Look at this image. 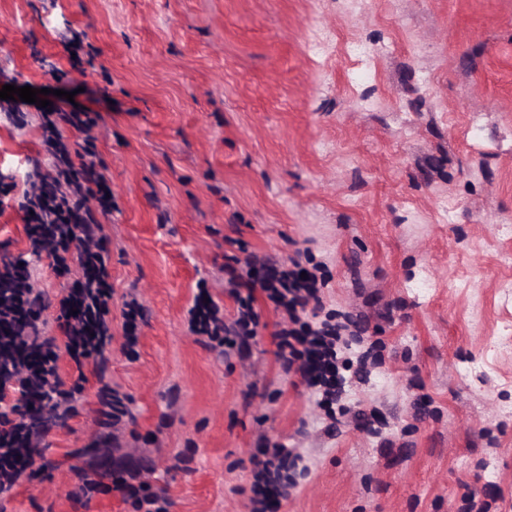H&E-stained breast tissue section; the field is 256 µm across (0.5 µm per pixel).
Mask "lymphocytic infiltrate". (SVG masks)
Returning <instances> with one entry per match:
<instances>
[{
    "label": "lymphocytic infiltrate",
    "mask_w": 512,
    "mask_h": 512,
    "mask_svg": "<svg viewBox=\"0 0 512 512\" xmlns=\"http://www.w3.org/2000/svg\"><path fill=\"white\" fill-rule=\"evenodd\" d=\"M97 122L94 112L57 111L46 116L44 143L55 159L54 169L38 174L23 208L34 252H48L59 269L66 266L64 245L80 248L86 258L79 266L73 288L59 302L65 348L79 372L89 359L106 352L112 343L111 326L106 319L112 298L110 249L97 217L98 212L111 211L112 189L90 135ZM64 125L85 133L81 150L70 151L63 142L60 128ZM226 288L239 305L237 319L225 320L220 304L208 292H200L189 310L191 327L197 335L228 348L246 346L255 336L254 326L259 322L253 293L262 290L288 314L287 326L272 334L277 356L285 366H298L307 383L323 384L326 396L338 394L336 360L348 325L326 323L313 328L300 323L301 313L310 302L319 299L316 274L303 273L296 259L286 266L247 261L231 269ZM39 301L28 276L15 264L0 265V302L11 307L10 315L0 316V342L11 357L24 361L30 377L41 379V387L29 392L28 402L32 405L40 404L45 391L54 392L60 386L53 342L33 344L23 337L25 328L37 324ZM33 438L28 428L21 427L0 440V446L9 450L5 462L0 463V494L11 490L25 475L36 449ZM295 459L292 449L264 442L259 456L252 460L251 512H273L283 494L280 473Z\"/></svg>",
    "instance_id": "1"
}]
</instances>
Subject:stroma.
<instances>
[{
  "mask_svg": "<svg viewBox=\"0 0 512 512\" xmlns=\"http://www.w3.org/2000/svg\"><path fill=\"white\" fill-rule=\"evenodd\" d=\"M355 40L376 48L363 84ZM0 78L100 114L113 289L104 369L0 512H146L77 489L103 381L133 413L112 465L168 512H250L263 439L305 470L277 512H470L468 488L512 512V0H0ZM43 115L0 110V260L55 300L74 277L32 252L21 210ZM230 256L320 265L319 319L359 326L346 415L286 371L265 296L246 352L197 341L199 289L237 312Z\"/></svg>",
  "mask_w": 512,
  "mask_h": 512,
  "instance_id": "stroma-1",
  "label": "stroma"
}]
</instances>
